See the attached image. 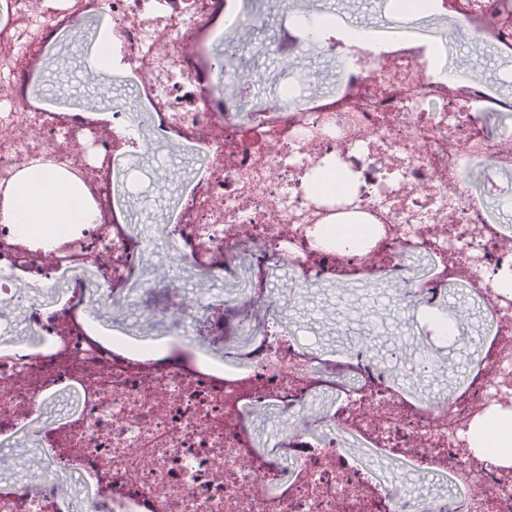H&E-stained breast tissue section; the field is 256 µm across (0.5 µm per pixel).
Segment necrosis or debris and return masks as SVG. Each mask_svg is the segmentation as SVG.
<instances>
[{"label": "necrosis or debris", "mask_w": 512, "mask_h": 512, "mask_svg": "<svg viewBox=\"0 0 512 512\" xmlns=\"http://www.w3.org/2000/svg\"><path fill=\"white\" fill-rule=\"evenodd\" d=\"M233 0H0L12 30L0 49V190L24 168L63 171L92 199L95 223L49 243L0 223V436L38 422L39 470L0 480V512H512V464L477 452L469 434L492 414L512 413V230L491 223L468 187L512 169V133L493 121L512 96L470 84L471 108L452 112L422 41L368 32L306 38L345 55L335 93L279 97L243 108L214 83L206 54L213 19L235 23ZM112 18L121 68L156 71L143 112H45L28 94L29 63L54 41L62 16ZM199 150L202 167L163 234L204 279L243 285L236 301L159 308L169 349L157 357L113 344L91 326L94 298L115 320L142 280L149 239L133 230L110 176L140 140ZM344 179L320 193V175ZM337 224L362 228L358 245L330 237ZM428 261L415 272L414 257ZM285 267L283 302L320 282L367 280L391 306L440 311L456 287L479 299L489 334L453 336L479 355L462 379L424 401L407 389L447 362L397 346L395 367L363 345L327 355L302 343L244 279ZM67 290L57 308L35 288ZM22 313L33 339L12 335ZM198 319L223 339L208 354L189 338ZM76 409L64 422L42 416L60 391ZM270 423L265 440L253 425ZM436 471L453 491L426 497L390 480Z\"/></svg>", "instance_id": "1"}]
</instances>
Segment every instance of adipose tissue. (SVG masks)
I'll return each instance as SVG.
<instances>
[{
	"instance_id": "1",
	"label": "adipose tissue",
	"mask_w": 512,
	"mask_h": 512,
	"mask_svg": "<svg viewBox=\"0 0 512 512\" xmlns=\"http://www.w3.org/2000/svg\"><path fill=\"white\" fill-rule=\"evenodd\" d=\"M5 196L0 223L27 225L45 241L64 227L93 223L97 215L95 206L80 197L77 185L64 174L22 170Z\"/></svg>"
}]
</instances>
